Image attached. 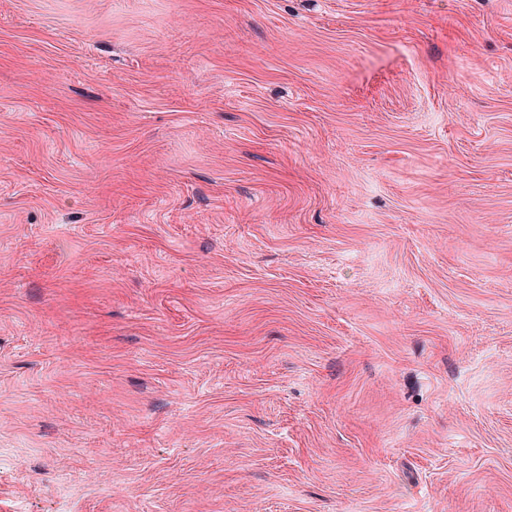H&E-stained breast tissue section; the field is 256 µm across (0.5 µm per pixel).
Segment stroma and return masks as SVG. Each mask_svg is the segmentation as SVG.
<instances>
[{"label": "stroma", "instance_id": "1", "mask_svg": "<svg viewBox=\"0 0 512 512\" xmlns=\"http://www.w3.org/2000/svg\"><path fill=\"white\" fill-rule=\"evenodd\" d=\"M0 512H512V0H0Z\"/></svg>", "mask_w": 512, "mask_h": 512}]
</instances>
